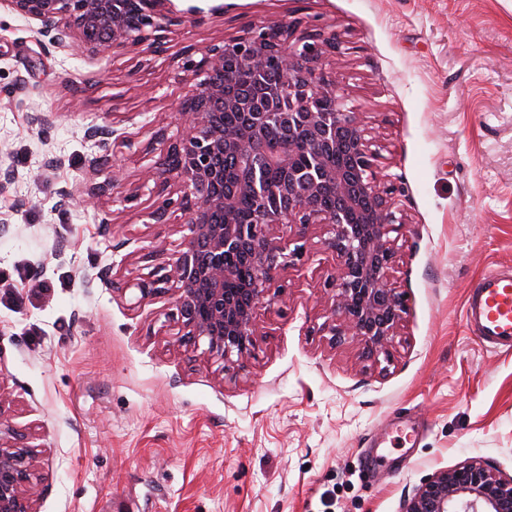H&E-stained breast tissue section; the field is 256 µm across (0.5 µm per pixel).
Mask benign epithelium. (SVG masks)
<instances>
[{"label": "benign epithelium", "instance_id": "obj_1", "mask_svg": "<svg viewBox=\"0 0 512 512\" xmlns=\"http://www.w3.org/2000/svg\"><path fill=\"white\" fill-rule=\"evenodd\" d=\"M170 0H0L36 25L53 47L78 42L85 54L144 46L162 50L165 32L182 24ZM298 21L273 22L204 47L190 66L199 81L180 104L183 134L156 139L159 157L143 183L172 179L178 201L168 198L149 213L164 224L171 208L185 216L178 250L134 283L137 302L171 294L177 309L178 345L202 350L219 381L249 366L259 347L257 312L286 290L281 271L306 255L305 245L273 236L296 228L299 240L313 226L325 228L324 247L337 260L324 295L330 316L324 329L333 346L349 341L373 365L389 359L406 300L390 282L396 251L389 234L405 223L378 151L366 138L360 113L329 80L321 65L342 57L336 35L311 30L295 35ZM265 81L268 105L235 92L238 73ZM243 113L244 127L224 116ZM281 176L271 179L268 170ZM110 177L81 188L85 202L114 190ZM254 204L251 223L237 211L239 195ZM245 253L249 276L240 278L228 257ZM8 377L0 371V512H38L44 488L39 451L11 417ZM401 512H512V476L481 459L438 470L402 502Z\"/></svg>", "mask_w": 512, "mask_h": 512}]
</instances>
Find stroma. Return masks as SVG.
Returning <instances> with one entry per match:
<instances>
[{"label":"stroma","instance_id":"obj_1","mask_svg":"<svg viewBox=\"0 0 512 512\" xmlns=\"http://www.w3.org/2000/svg\"><path fill=\"white\" fill-rule=\"evenodd\" d=\"M162 52L40 42L0 9V372L15 423L47 449L39 512H400L435 471L471 457L512 475V354L463 321L489 268L512 267V0H171ZM301 18L336 33L325 72L379 146L406 222L392 283L407 310L390 360L332 346L322 289L334 254L312 229L261 311L255 360L219 382L174 343L169 295L132 285L177 250L184 218L148 221L137 189L176 138L186 46ZM37 112L51 124H33ZM97 124L105 143L87 139ZM48 178L33 175L52 158ZM103 159L125 184L75 198ZM108 279H97L101 268Z\"/></svg>","mask_w":512,"mask_h":512}]
</instances>
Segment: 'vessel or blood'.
Instances as JSON below:
<instances>
[{
  "instance_id": "b4317fda",
  "label": "vessel or blood",
  "mask_w": 512,
  "mask_h": 512,
  "mask_svg": "<svg viewBox=\"0 0 512 512\" xmlns=\"http://www.w3.org/2000/svg\"><path fill=\"white\" fill-rule=\"evenodd\" d=\"M463 319L485 346L512 350V269L492 268L477 278L464 302Z\"/></svg>"
}]
</instances>
